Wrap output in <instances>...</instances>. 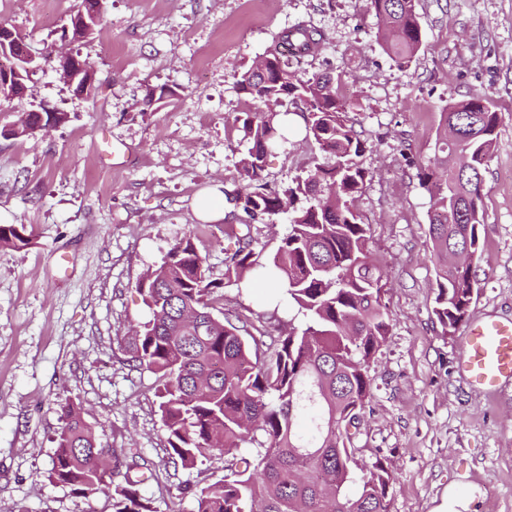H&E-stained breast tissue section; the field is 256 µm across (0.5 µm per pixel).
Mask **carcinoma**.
<instances>
[{"mask_svg": "<svg viewBox=\"0 0 512 512\" xmlns=\"http://www.w3.org/2000/svg\"><path fill=\"white\" fill-rule=\"evenodd\" d=\"M377 38L401 68L421 47L417 0H366ZM307 54L323 33L306 22L284 32ZM245 109L233 127L247 149L238 161V187L224 224V279L248 272L280 289L305 317L302 329L276 325L251 331L216 306L223 283L209 279L206 259L185 235L136 288L151 312L132 330L127 362L158 374L156 397L167 433L168 462L191 469L206 455L224 459V479L185 486L195 512H389L393 477L382 462L357 473L351 422L371 398L370 359L389 336L379 267L368 250V225L355 202L366 171L364 141L331 75H298L278 49L235 82ZM303 119L305 138L330 163L302 169L270 189L266 160L288 135V116ZM13 135L32 136L38 115L19 113ZM498 112L473 95L441 112L434 158L419 167L430 195L428 234L436 273L434 312L443 330L467 315L479 250L483 171L495 143ZM286 214L288 233L271 262L253 252L250 223ZM30 244L22 224L0 225V247ZM106 449L98 446L78 409L63 425L47 480L77 494L102 491ZM113 493L114 512H153L136 489Z\"/></svg>", "mask_w": 512, "mask_h": 512, "instance_id": "carcinoma-1", "label": "carcinoma"}]
</instances>
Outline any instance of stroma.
I'll return each mask as SVG.
<instances>
[{
    "label": "stroma",
    "instance_id": "stroma-1",
    "mask_svg": "<svg viewBox=\"0 0 512 512\" xmlns=\"http://www.w3.org/2000/svg\"><path fill=\"white\" fill-rule=\"evenodd\" d=\"M80 0H0V23L38 49L62 47ZM103 19L80 43L101 85L75 98L52 69L0 111V129L47 102L62 126L0 136V225L22 224L28 247L0 248V512H113L112 493L85 497L50 483L64 406L80 409L98 444L127 448L153 471L139 492L156 512H193L183 486L224 477L216 456L191 470L167 462L157 376L124 350L150 311L136 289L189 231L224 285V309L254 326L301 327L295 305L267 288L224 281V222L201 227L200 194L235 188L245 150L235 81L279 35L306 21L325 35L301 76H341L366 149L356 202L383 273L390 336L369 365L372 397L352 444L394 478L389 512H436L449 489L476 491L477 512H512V383L489 397L458 367L470 321L512 319V0H419L422 45L401 69L377 39L365 0H103ZM172 102L141 105L150 92ZM476 93L499 114L484 172L486 195L466 323L447 332L433 311L430 197L417 164L435 154L441 113ZM267 160L270 187L325 162L293 118Z\"/></svg>",
    "mask_w": 512,
    "mask_h": 512
}]
</instances>
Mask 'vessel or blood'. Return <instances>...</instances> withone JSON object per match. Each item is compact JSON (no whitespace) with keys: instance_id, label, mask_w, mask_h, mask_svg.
<instances>
[{"instance_id":"b4317fda","label":"vessel or blood","mask_w":512,"mask_h":512,"mask_svg":"<svg viewBox=\"0 0 512 512\" xmlns=\"http://www.w3.org/2000/svg\"><path fill=\"white\" fill-rule=\"evenodd\" d=\"M459 365L475 388L495 395L503 383L512 380V320L472 322Z\"/></svg>"}]
</instances>
